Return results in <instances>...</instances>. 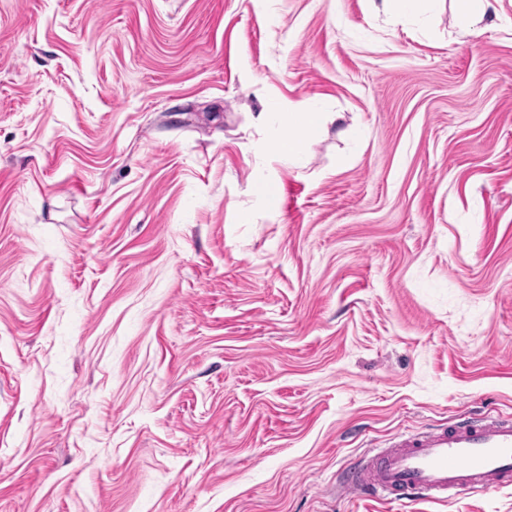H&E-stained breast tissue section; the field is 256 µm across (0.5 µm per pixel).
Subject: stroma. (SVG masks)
<instances>
[{"instance_id": "stroma-1", "label": "stroma", "mask_w": 512, "mask_h": 512, "mask_svg": "<svg viewBox=\"0 0 512 512\" xmlns=\"http://www.w3.org/2000/svg\"><path fill=\"white\" fill-rule=\"evenodd\" d=\"M462 414L512 416V0H0V512H512L341 495ZM456 26L462 31L469 29L492 7L491 0H453ZM311 112H289L288 122L277 143L276 150L288 154L289 159H296L303 156L307 148V141L303 136V129L311 121ZM297 131L299 135L293 133Z\"/></svg>"}]
</instances>
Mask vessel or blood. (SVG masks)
<instances>
[{
  "mask_svg": "<svg viewBox=\"0 0 512 512\" xmlns=\"http://www.w3.org/2000/svg\"><path fill=\"white\" fill-rule=\"evenodd\" d=\"M511 486L512 418L479 415L395 436L351 471L342 491L402 501Z\"/></svg>",
  "mask_w": 512,
  "mask_h": 512,
  "instance_id": "1",
  "label": "vessel or blood"
}]
</instances>
